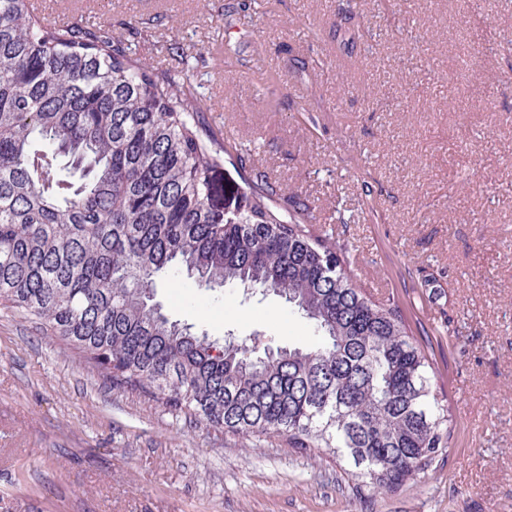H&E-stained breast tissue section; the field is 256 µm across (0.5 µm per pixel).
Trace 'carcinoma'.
Here are the masks:
<instances>
[{"instance_id": "cac0c4a2", "label": "carcinoma", "mask_w": 512, "mask_h": 512, "mask_svg": "<svg viewBox=\"0 0 512 512\" xmlns=\"http://www.w3.org/2000/svg\"><path fill=\"white\" fill-rule=\"evenodd\" d=\"M226 150L187 74L144 67L106 29L0 0V301L117 387L243 438L324 448L355 489L394 493L454 437L439 341L360 287L299 195L283 218L265 172L244 178L246 209L224 211ZM182 276L272 293L317 341L198 333L156 300Z\"/></svg>"}]
</instances>
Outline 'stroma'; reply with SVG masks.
I'll use <instances>...</instances> for the list:
<instances>
[{"instance_id":"35a3bbf8","label":"stroma","mask_w":512,"mask_h":512,"mask_svg":"<svg viewBox=\"0 0 512 512\" xmlns=\"http://www.w3.org/2000/svg\"><path fill=\"white\" fill-rule=\"evenodd\" d=\"M348 2L32 10L103 26L148 68L188 71L224 141L339 230L367 293L441 338L449 460L395 493L355 492L328 453L196 424L104 383L0 302V512H512V0ZM157 298L215 338L313 342L272 294L185 280Z\"/></svg>"}]
</instances>
